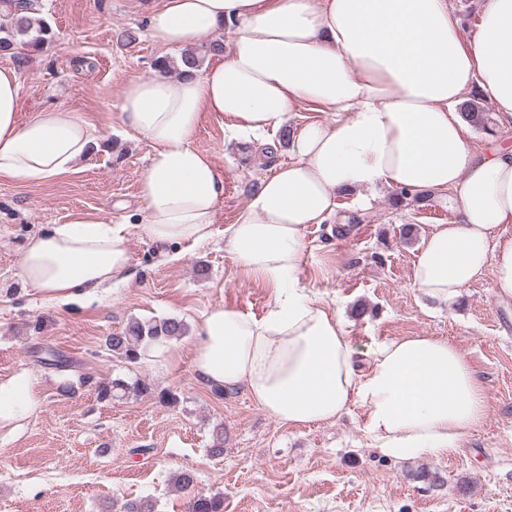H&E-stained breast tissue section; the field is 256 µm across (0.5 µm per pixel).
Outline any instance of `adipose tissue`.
Here are the masks:
<instances>
[{
	"mask_svg": "<svg viewBox=\"0 0 512 512\" xmlns=\"http://www.w3.org/2000/svg\"><path fill=\"white\" fill-rule=\"evenodd\" d=\"M235 37L188 76L157 71L129 82L120 121L152 152L139 187L145 231L190 250L209 240L226 175L196 143L204 115L224 135L270 144L291 112L330 113L293 133L292 158L265 177L224 229L236 270L273 286L263 317L217 305L192 343L204 386L243 389L276 421L310 426L366 412L365 430L385 454L448 455L484 420L486 388L459 349L433 336L379 344L367 370L342 318L308 296L299 273L310 224L330 222L341 197L388 188L414 199L447 194L457 219L432 225L411 285L448 303L492 271L512 298V148H471L460 112L471 92L512 123V0H486L463 39L448 0H160L148 19L157 44L186 50L225 26ZM20 84L0 68V176L29 184L74 172L97 140L71 110L21 120ZM126 225L76 217L30 237L19 277L45 301L80 302L130 277ZM39 404L36 379L0 377V428Z\"/></svg>",
	"mask_w": 512,
	"mask_h": 512,
	"instance_id": "ef3b65f1",
	"label": "adipose tissue"
}]
</instances>
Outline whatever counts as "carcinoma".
I'll return each instance as SVG.
<instances>
[{
	"mask_svg": "<svg viewBox=\"0 0 512 512\" xmlns=\"http://www.w3.org/2000/svg\"><path fill=\"white\" fill-rule=\"evenodd\" d=\"M0 7L11 16V24L0 25V49H12L10 55L18 62L26 61L29 56L46 51L54 42V33L50 25L29 13L33 8L31 0H0ZM180 61L192 67L201 64V57L195 51H187ZM178 61V62H180ZM178 62L168 56L157 57L153 67L170 72L182 73ZM462 114L472 125L488 129L485 112L480 102L470 99L462 106ZM187 333V325L174 318L153 321H130L125 329L106 338V345L117 357L131 364H137L146 350L162 345ZM98 394L104 400L123 399L125 397H151L155 393L153 385L141 378L132 381L114 379L102 382ZM119 512H157L156 503L146 499H132L124 502ZM188 512H224V497L215 494L211 497H193L188 501Z\"/></svg>",
	"mask_w": 512,
	"mask_h": 512,
	"instance_id": "1",
	"label": "carcinoma"
}]
</instances>
